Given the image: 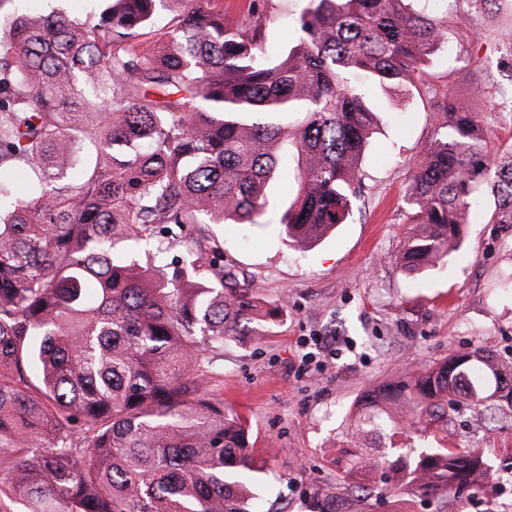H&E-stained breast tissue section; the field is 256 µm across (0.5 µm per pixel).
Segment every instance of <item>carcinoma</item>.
Listing matches in <instances>:
<instances>
[{
    "label": "carcinoma",
    "mask_w": 512,
    "mask_h": 512,
    "mask_svg": "<svg viewBox=\"0 0 512 512\" xmlns=\"http://www.w3.org/2000/svg\"><path fill=\"white\" fill-rule=\"evenodd\" d=\"M102 2L91 27L0 11V168L33 173L24 198L0 182V512H250L246 422L211 379L224 340L274 309L184 226L255 223L287 143L279 225L310 250L352 216L373 90L389 88L428 98L436 125L397 258L415 274L463 225H512V147L492 154L479 113L438 88L446 23L405 0H307L275 55L268 0L249 27L223 0ZM495 397L512 406V378L483 350L363 395L339 478L432 499L494 489L482 449L448 447V411Z\"/></svg>",
    "instance_id": "1"
}]
</instances>
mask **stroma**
<instances>
[{
    "label": "stroma",
    "mask_w": 512,
    "mask_h": 512,
    "mask_svg": "<svg viewBox=\"0 0 512 512\" xmlns=\"http://www.w3.org/2000/svg\"><path fill=\"white\" fill-rule=\"evenodd\" d=\"M306 0H271L266 48L277 54L294 36ZM417 9L448 21L433 59L438 84L460 107L480 113L490 141L512 145V108L478 94L512 51V4L494 13L466 0H418ZM376 134L362 160L363 190L349 223L305 253L289 249L276 224H190L204 248H219L243 288L280 303L259 335L226 340L221 373L211 381L224 404L244 414L259 467L253 512H512V417L451 414L448 444L479 446L499 484L458 500L354 491L333 463L360 395L405 373L483 349L512 363V227H463L458 250L421 275L403 273L397 256L409 230L406 160L434 131L428 101L379 91ZM339 337L335 354L323 340Z\"/></svg>",
    "instance_id": "stroma-1"
}]
</instances>
